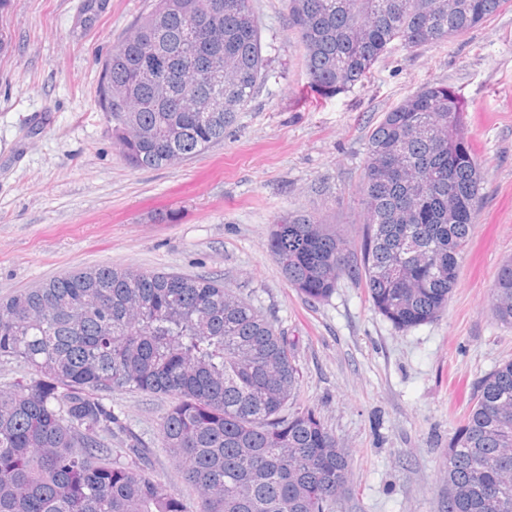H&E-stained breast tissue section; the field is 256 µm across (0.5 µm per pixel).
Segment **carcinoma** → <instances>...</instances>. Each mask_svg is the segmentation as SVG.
Listing matches in <instances>:
<instances>
[{
  "instance_id": "carcinoma-1",
  "label": "carcinoma",
  "mask_w": 512,
  "mask_h": 512,
  "mask_svg": "<svg viewBox=\"0 0 512 512\" xmlns=\"http://www.w3.org/2000/svg\"><path fill=\"white\" fill-rule=\"evenodd\" d=\"M152 0L102 67L96 103L126 164L173 166L224 139L269 77L253 0ZM312 91L364 83L398 42L439 44L512 0H285ZM145 70L165 82L142 78ZM452 87L424 86L367 138L361 234L296 211L271 225L270 255L291 287L327 300L347 277L397 329L448 306L485 174ZM492 307L512 325V257ZM0 358L32 377L0 386V512H326L350 455L311 409L285 413L294 343L206 276L97 266L0 299ZM164 394L161 446L196 491L194 508L144 469L147 448L103 394ZM124 436L112 447V436ZM446 512H512V359L480 382L448 448Z\"/></svg>"
}]
</instances>
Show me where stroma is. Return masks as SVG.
<instances>
[{"instance_id":"stroma-1","label":"stroma","mask_w":512,"mask_h":512,"mask_svg":"<svg viewBox=\"0 0 512 512\" xmlns=\"http://www.w3.org/2000/svg\"><path fill=\"white\" fill-rule=\"evenodd\" d=\"M148 0H10L0 29V298L98 265L221 279L293 338L294 407L347 448L332 512H445L448 448L477 387L512 358L492 312L512 255V7L442 45H392L368 81L312 92L284 0H254L274 73L222 142L178 165L130 169L96 104L102 63ZM431 83L455 89L485 172L457 285L435 321L399 330L341 279L305 300L266 248L270 224L312 211L350 237L366 140L382 114ZM152 453L147 467L194 504L157 439L168 396L111 394Z\"/></svg>"}]
</instances>
